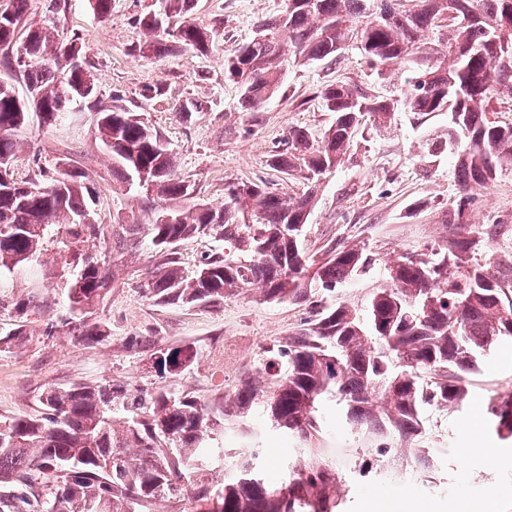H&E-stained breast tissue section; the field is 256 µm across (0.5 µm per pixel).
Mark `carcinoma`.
<instances>
[{
    "label": "carcinoma",
    "mask_w": 512,
    "mask_h": 512,
    "mask_svg": "<svg viewBox=\"0 0 512 512\" xmlns=\"http://www.w3.org/2000/svg\"><path fill=\"white\" fill-rule=\"evenodd\" d=\"M31 4L13 0L21 25L0 21V47L12 48L25 84L22 95L0 80V162L11 164L24 131L54 127L73 105L93 99L69 96L94 69L68 52L80 38L58 42L48 28L29 25ZM194 8L195 0H152L132 17L128 53L150 59L215 51L216 34L193 19ZM349 46L379 80L401 79L404 90L381 96L341 81L319 91L333 122L318 134L291 130L267 156L269 167L306 182L299 197L228 181L221 207L184 206L195 190L176 175L162 136L125 107L97 111L116 178L127 192L160 200L143 238L155 258L141 284L148 300L218 307L230 290L256 286L266 301L309 303L312 319L266 348L259 371L220 409L172 385L46 389L38 414L0 419V512H156L157 502L185 494L196 512H342L345 472L308 461L272 477L254 464L257 448L227 462L217 441L224 422L242 421L258 405L273 429L306 444L331 399L346 423H362L375 437L417 438L428 411L464 406L469 377L512 345V278L492 274L493 254L476 257V241L462 233L401 255L356 300L342 288L375 276L372 255L345 247L318 263L303 246L320 177L344 163L365 118L381 128L400 108L448 113V134L434 149L454 158L466 191L512 165V123L488 117L500 89L512 90V0H284L276 17L224 57V77L251 112L282 88L288 67L332 61ZM468 199L448 210L463 231ZM96 204L95 188L66 170L40 168L27 181L0 183V288L36 263L44 245L58 246L74 267L64 287L67 325L88 344L111 335L106 323L87 318L109 282L96 253L103 227L81 220ZM199 237L215 246L189 270L179 249ZM25 340L21 325L0 333V352ZM151 357L156 372L176 377L198 349L160 347ZM483 421L488 434L512 439V383L488 396ZM415 452L434 472L439 449Z\"/></svg>",
    "instance_id": "carcinoma-1"
}]
</instances>
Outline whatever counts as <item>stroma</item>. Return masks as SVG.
I'll use <instances>...</instances> for the list:
<instances>
[{"label": "stroma", "instance_id": "obj_1", "mask_svg": "<svg viewBox=\"0 0 512 512\" xmlns=\"http://www.w3.org/2000/svg\"><path fill=\"white\" fill-rule=\"evenodd\" d=\"M149 3L113 0L111 15L103 21L88 0H34L31 17L55 21L62 38H81L98 76L97 102L108 105L118 95L130 103L143 85L163 87L164 101L143 107L139 115L175 153L177 175L194 182L197 196L212 205L223 203L224 184L233 180L263 184L279 194L303 193L301 180L269 167L266 159L290 129L319 131L330 123L332 115L324 111L318 89L342 80L374 94L390 91L350 47L336 61L289 68L278 94L258 111H243L237 85L224 77V57L252 38L258 21L276 16L284 0H197L196 22L224 35L216 51L136 58L127 51L134 37L130 18ZM189 97L202 100L205 109L185 120L175 109ZM447 128V113L418 116L402 110L389 128L362 125L348 159L327 175L318 191L307 221L308 256L321 260L331 250L357 245L382 266L400 254L436 248L457 236V227L446 221L448 208L461 195L455 163L448 155L428 151L432 139ZM61 159L96 188V210L105 235L126 224L149 222L143 201L114 192L112 154L99 139L91 105L75 108L56 127L24 133L14 176L28 179L38 165L54 170ZM466 214L469 223L493 226L492 235L480 237L477 250L494 252L502 272L512 276V170L477 190ZM107 266L114 280L89 318L110 324L112 334L95 345L68 333L63 325L68 315L64 291L49 288L45 280L48 273L67 271L66 258L56 245H46L40 266L14 275L9 287L0 288V330L20 323L28 334L22 349L0 353L1 418L35 414L41 393L52 386L112 380L144 387L160 384L149 351L128 349L131 336L152 337L161 347L195 344L198 359L172 383L204 402H218L258 366L266 347L295 334L308 315L306 305L269 303L257 289L225 299L218 309L155 305L138 287L151 266V252L142 244L111 253ZM31 293L43 295L42 308L19 315L16 300ZM510 383L512 353H497L471 376L465 407L430 412L429 445L448 451L438 466L443 487L413 480L412 459L395 456L388 472L351 474L345 512H387L400 502L409 503L412 512H457L463 502L477 505L479 512H512V500L496 497L501 487L512 485V444L488 437L480 418L487 395ZM248 426L225 423V447H262L260 464L272 472L282 462L295 461L294 440L271 430L256 439ZM476 442L490 448L496 462L466 461L467 448ZM320 445L321 463L339 467L345 465L348 449L370 448L374 441L331 415Z\"/></svg>", "mask_w": 512, "mask_h": 512}]
</instances>
